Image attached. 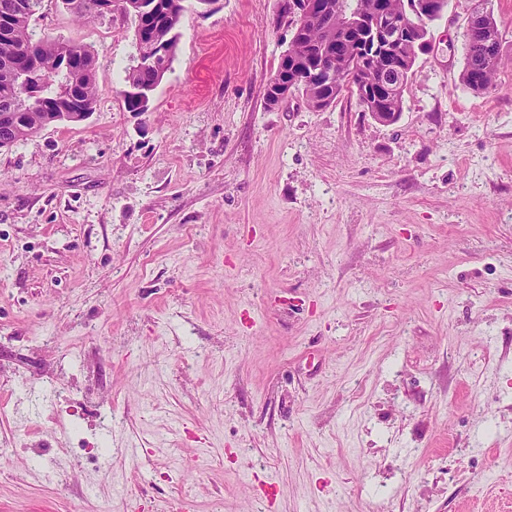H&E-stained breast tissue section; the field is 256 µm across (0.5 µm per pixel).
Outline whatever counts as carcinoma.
Listing matches in <instances>:
<instances>
[{
	"label": "carcinoma",
	"instance_id": "carcinoma-1",
	"mask_svg": "<svg viewBox=\"0 0 512 512\" xmlns=\"http://www.w3.org/2000/svg\"><path fill=\"white\" fill-rule=\"evenodd\" d=\"M24 5L10 20L0 23V120L13 130L0 135V149L10 148L20 137L37 133L51 124L62 121L61 96L66 93L74 107L85 104L95 110L96 92L100 75L94 54L84 45L71 41L49 37H35L32 22L36 21L42 9L43 0H0ZM118 11L125 18L135 22V46L146 44L155 37L170 36L171 50H176L184 0H156L155 10L150 14H134L125 11L124 0H116ZM338 4L332 19L340 25L347 18V12H360L370 18L391 20L405 12L407 4L423 5L429 13V21L437 19V14L448 5V0H330ZM324 33L320 24L309 21L300 30L298 36L288 45L289 60L279 61L277 79L291 81L303 70L318 66L319 53L314 45L323 42ZM359 44L355 41L342 43L327 51L326 63L334 70L331 82L296 84L295 90L305 95L316 109L326 108L344 95L351 94L361 99L357 86L359 73L349 65L336 64V56H342L347 62H353L358 54ZM465 65L461 74L464 85L474 92H484L495 86L496 75L502 58L491 65H485V56L489 52L484 35L474 31L466 39ZM77 60L74 71L66 74L59 70L61 61L66 58ZM173 56L157 58L156 67L142 70L137 66L129 68L125 84L143 86L152 83L157 77L165 75L170 68ZM31 72L37 86V94L28 99L17 97L13 90L4 87L3 74L9 70ZM402 88L396 92L378 87L376 106L379 111L388 114L391 120L400 116L403 108Z\"/></svg>",
	"mask_w": 512,
	"mask_h": 512
}]
</instances>
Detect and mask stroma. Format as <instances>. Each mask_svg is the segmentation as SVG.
<instances>
[{
  "label": "stroma",
  "instance_id": "35a3bbf8",
  "mask_svg": "<svg viewBox=\"0 0 512 512\" xmlns=\"http://www.w3.org/2000/svg\"><path fill=\"white\" fill-rule=\"evenodd\" d=\"M185 5L147 112L132 19L33 24L101 80L0 150V512H512V0L495 87L449 0L389 125L267 108L279 0Z\"/></svg>",
  "mask_w": 512,
  "mask_h": 512
}]
</instances>
